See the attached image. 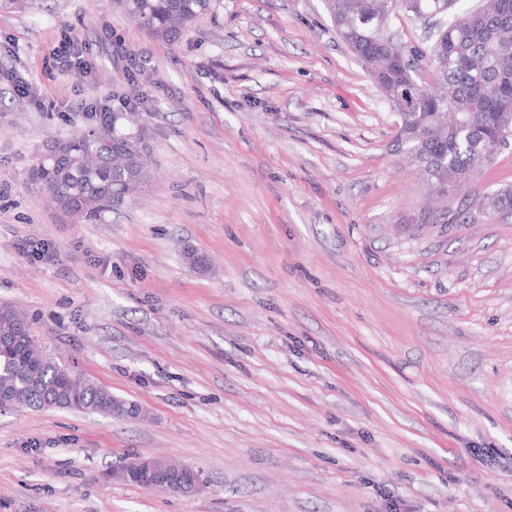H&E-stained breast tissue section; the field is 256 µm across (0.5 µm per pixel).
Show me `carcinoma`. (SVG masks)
<instances>
[{
    "label": "carcinoma",
    "mask_w": 512,
    "mask_h": 512,
    "mask_svg": "<svg viewBox=\"0 0 512 512\" xmlns=\"http://www.w3.org/2000/svg\"><path fill=\"white\" fill-rule=\"evenodd\" d=\"M441 0H325L337 32L358 59L377 64L381 94L409 98L400 114L397 149L412 158L424 180L448 187L465 183L476 163L496 143L497 112L512 107V0H498L493 13L454 8L448 24L437 25L435 43L423 50L387 32L384 14L394 5L426 21ZM153 38L178 42L211 9V0H112ZM429 71L431 80L420 75ZM114 112L90 130L67 139L69 158L34 168L33 180L57 209L94 219L122 207L149 180L142 139L125 131ZM477 209L512 212V187L482 198ZM60 408L103 416H129L128 401L89 377L47 356L30 336L22 314L0 306V408ZM159 460L134 458L117 467L115 478L141 488L155 481Z\"/></svg>",
    "instance_id": "obj_1"
}]
</instances>
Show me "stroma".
I'll return each mask as SVG.
<instances>
[{
  "mask_svg": "<svg viewBox=\"0 0 512 512\" xmlns=\"http://www.w3.org/2000/svg\"><path fill=\"white\" fill-rule=\"evenodd\" d=\"M0 0V305L46 354L143 420L0 412V512H512V142L421 219L399 116L324 0H214L175 44L110 0ZM88 74L48 61L63 40ZM151 178L100 219L30 174L128 111ZM204 256L198 272L186 252ZM200 476L189 496L113 483L131 457ZM477 209L489 214H501L512 212V187L507 186L499 189L495 193L483 197Z\"/></svg>",
  "mask_w": 512,
  "mask_h": 512,
  "instance_id": "obj_1",
  "label": "stroma"
}]
</instances>
